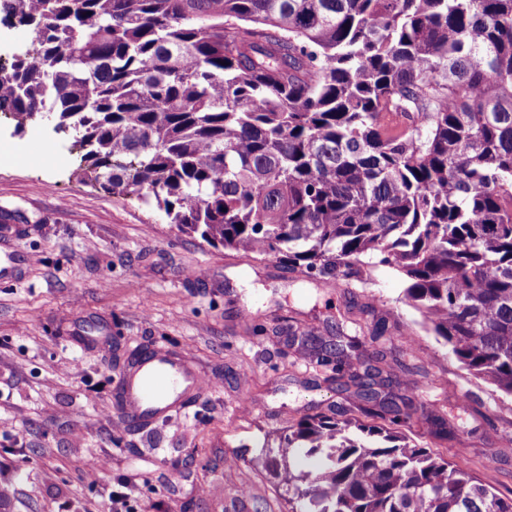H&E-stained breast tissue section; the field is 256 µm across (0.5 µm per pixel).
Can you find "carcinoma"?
<instances>
[{
  "label": "carcinoma",
  "instance_id": "obj_1",
  "mask_svg": "<svg viewBox=\"0 0 512 512\" xmlns=\"http://www.w3.org/2000/svg\"><path fill=\"white\" fill-rule=\"evenodd\" d=\"M0 22L32 34L0 118L71 135L75 173L212 246L351 288L397 270L420 325L512 398V0H0ZM348 304L370 345L306 342L349 405L266 460L289 512H512L403 433L455 422L376 350L412 328Z\"/></svg>",
  "mask_w": 512,
  "mask_h": 512
}]
</instances>
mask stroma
Listing matches in <instances>:
<instances>
[{
  "instance_id": "35a3bbf8",
  "label": "stroma",
  "mask_w": 512,
  "mask_h": 512,
  "mask_svg": "<svg viewBox=\"0 0 512 512\" xmlns=\"http://www.w3.org/2000/svg\"><path fill=\"white\" fill-rule=\"evenodd\" d=\"M29 131L12 136L13 160L0 165V211L15 214L5 237L26 259L0 280V485L10 512H109L121 482L134 485L137 512H288L265 468L276 430L343 402L316 385L289 331L327 343L345 311L344 288L304 280L275 259L262 261L178 231L137 199L80 181L71 163L31 164ZM55 183L56 194L45 190ZM396 270L373 266L361 298L390 319L415 326L412 340L386 342L430 371L417 377L425 403L458 411L459 436L410 439L512 497V399L469 377L405 303ZM186 352L206 379L182 412L134 431L113 408L124 361L113 345ZM80 373H72V365ZM476 414L459 412L467 397ZM498 436L487 434L485 417ZM104 461L97 481L82 474Z\"/></svg>"
}]
</instances>
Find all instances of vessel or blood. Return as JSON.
Listing matches in <instances>:
<instances>
[{"label":"vessel or blood","mask_w":512,"mask_h":512,"mask_svg":"<svg viewBox=\"0 0 512 512\" xmlns=\"http://www.w3.org/2000/svg\"><path fill=\"white\" fill-rule=\"evenodd\" d=\"M203 391V378L186 356L156 348L127 370L114 408L124 417L146 423L181 412L189 398Z\"/></svg>","instance_id":"b4317fda"}]
</instances>
